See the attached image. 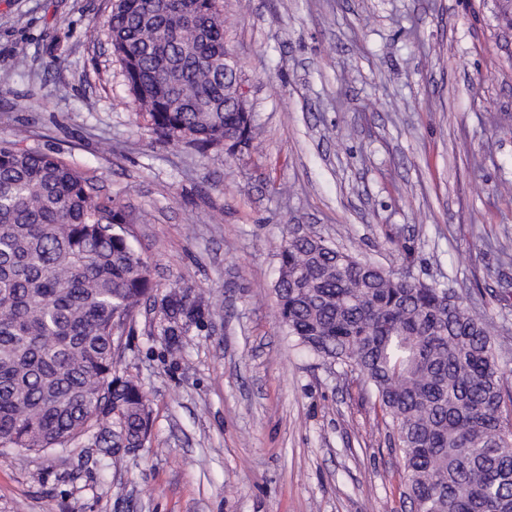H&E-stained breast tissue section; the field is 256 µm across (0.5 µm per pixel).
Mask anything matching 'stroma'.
<instances>
[{
	"mask_svg": "<svg viewBox=\"0 0 512 512\" xmlns=\"http://www.w3.org/2000/svg\"><path fill=\"white\" fill-rule=\"evenodd\" d=\"M110 0H0V140L123 204L153 301L114 335L144 447L0 448V512H410L364 379L289 340L274 284L291 227L454 288L512 389V29L498 0H224L253 139L198 152L139 125ZM27 68L18 71L17 59ZM208 311L171 353L156 298Z\"/></svg>",
	"mask_w": 512,
	"mask_h": 512,
	"instance_id": "obj_1",
	"label": "stroma"
}]
</instances>
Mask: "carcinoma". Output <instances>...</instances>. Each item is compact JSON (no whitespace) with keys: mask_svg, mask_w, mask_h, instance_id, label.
<instances>
[{"mask_svg":"<svg viewBox=\"0 0 512 512\" xmlns=\"http://www.w3.org/2000/svg\"><path fill=\"white\" fill-rule=\"evenodd\" d=\"M151 133L204 152L251 140L224 110L223 0H113L104 20ZM124 207L56 158L0 141V447H65L101 418L150 432L144 396L116 376V321L152 296ZM274 285L281 322L316 357L358 372L391 418L415 512H512V403L496 336L456 292L290 231ZM171 351L205 314L161 299Z\"/></svg>","mask_w":512,"mask_h":512,"instance_id":"cac0c4a2","label":"carcinoma"}]
</instances>
